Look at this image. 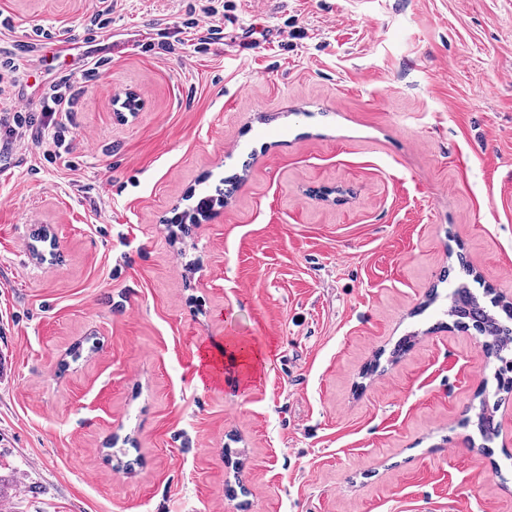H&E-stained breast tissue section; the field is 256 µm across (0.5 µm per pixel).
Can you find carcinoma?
Segmentation results:
<instances>
[{
    "instance_id": "1",
    "label": "carcinoma",
    "mask_w": 512,
    "mask_h": 512,
    "mask_svg": "<svg viewBox=\"0 0 512 512\" xmlns=\"http://www.w3.org/2000/svg\"><path fill=\"white\" fill-rule=\"evenodd\" d=\"M448 314L459 324H470L480 334L490 340L487 350L498 362V383L512 390V378L507 373L512 372V327L506 325L494 315L489 306L485 305L465 283H460L449 297ZM477 428L482 438L488 442L493 440L495 427L492 416L487 409L482 408L477 415Z\"/></svg>"
}]
</instances>
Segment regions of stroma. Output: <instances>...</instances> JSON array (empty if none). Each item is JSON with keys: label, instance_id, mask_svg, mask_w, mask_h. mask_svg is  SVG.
I'll use <instances>...</instances> for the list:
<instances>
[{"label": "stroma", "instance_id": "stroma-1", "mask_svg": "<svg viewBox=\"0 0 512 512\" xmlns=\"http://www.w3.org/2000/svg\"><path fill=\"white\" fill-rule=\"evenodd\" d=\"M90 4L0 0V113L82 90L73 168L0 161V512H512L444 312L512 304V0H212L204 52L201 0ZM225 358L228 362L234 365L247 366L249 371H255L258 364L262 362L264 364L265 355L259 351H249L243 347H237L233 342H228L227 346H224V363Z\"/></svg>", "mask_w": 512, "mask_h": 512}]
</instances>
